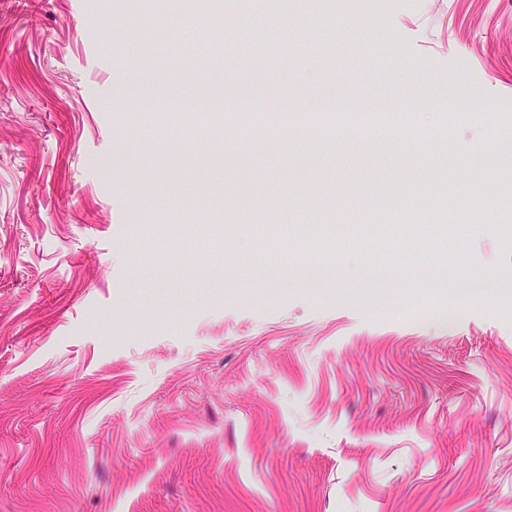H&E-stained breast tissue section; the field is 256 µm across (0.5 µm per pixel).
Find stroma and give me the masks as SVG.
<instances>
[{
    "label": "stroma",
    "mask_w": 512,
    "mask_h": 512,
    "mask_svg": "<svg viewBox=\"0 0 512 512\" xmlns=\"http://www.w3.org/2000/svg\"><path fill=\"white\" fill-rule=\"evenodd\" d=\"M96 2L0 0V512H512V0H282L202 82ZM333 101L414 118L269 131Z\"/></svg>",
    "instance_id": "1"
}]
</instances>
